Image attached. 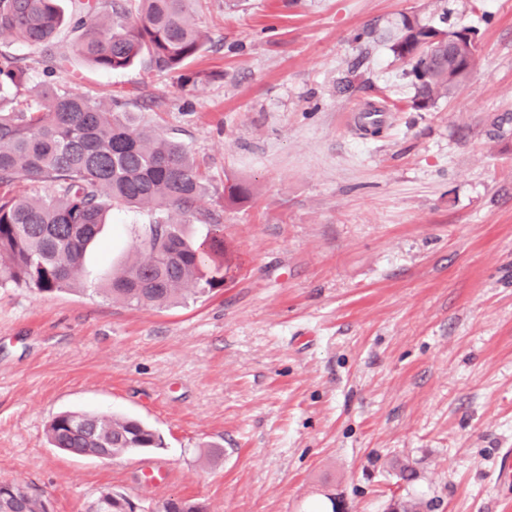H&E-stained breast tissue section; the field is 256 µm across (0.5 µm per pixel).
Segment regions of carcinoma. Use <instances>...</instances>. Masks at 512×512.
Instances as JSON below:
<instances>
[{
	"label": "carcinoma",
	"mask_w": 512,
	"mask_h": 512,
	"mask_svg": "<svg viewBox=\"0 0 512 512\" xmlns=\"http://www.w3.org/2000/svg\"><path fill=\"white\" fill-rule=\"evenodd\" d=\"M82 34L74 50L92 67L115 71L139 62L157 73L177 72L205 41L193 21L191 0H78ZM64 14L58 0H0V35L38 49L52 43ZM431 24L404 22L391 51L408 61L415 106L427 108L460 89L476 65L471 43L462 65L448 61V37ZM25 81L13 54L0 49V90ZM21 180L48 185L38 198L0 195V284L39 292L74 290L82 261L114 203L157 214L142 240L143 256L110 274L102 292L129 306H165L224 284L221 225L195 242L187 232L195 204L206 192L190 153L118 115L98 97L48 82L26 108H0V188ZM55 448L77 455L107 448L112 457L161 447L140 421L109 415L63 413L47 426Z\"/></svg>",
	"instance_id": "1"
}]
</instances>
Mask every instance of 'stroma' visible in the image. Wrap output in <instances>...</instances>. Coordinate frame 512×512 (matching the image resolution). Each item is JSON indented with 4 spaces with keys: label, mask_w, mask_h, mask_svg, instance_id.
<instances>
[{
    "label": "stroma",
    "mask_w": 512,
    "mask_h": 512,
    "mask_svg": "<svg viewBox=\"0 0 512 512\" xmlns=\"http://www.w3.org/2000/svg\"><path fill=\"white\" fill-rule=\"evenodd\" d=\"M59 5L62 86L191 153L207 192L190 231L222 224L231 271L182 304L100 295L155 220L116 205L79 290L0 286V481L53 512L106 491L138 512H512L495 471L512 448V0H193L206 50L180 74L94 69ZM406 18L477 32L466 84L425 109L390 49ZM4 46L29 73L19 107L45 70ZM64 411L142 420L164 445L70 455L45 438Z\"/></svg>",
    "instance_id": "obj_1"
}]
</instances>
